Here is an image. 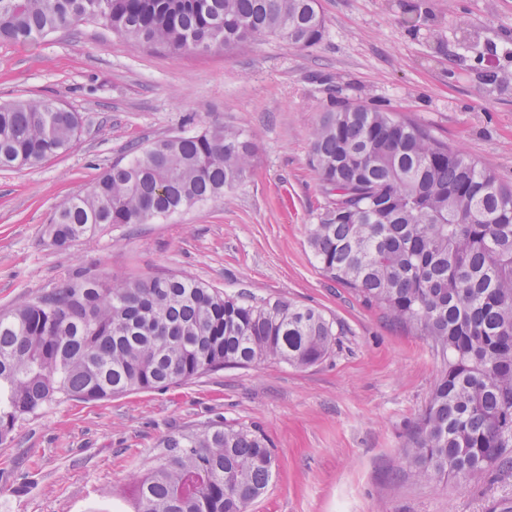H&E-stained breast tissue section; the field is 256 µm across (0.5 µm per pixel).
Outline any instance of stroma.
Returning a JSON list of instances; mask_svg holds the SVG:
<instances>
[{"instance_id":"obj_1","label":"stroma","mask_w":512,"mask_h":512,"mask_svg":"<svg viewBox=\"0 0 512 512\" xmlns=\"http://www.w3.org/2000/svg\"><path fill=\"white\" fill-rule=\"evenodd\" d=\"M325 33L179 56L90 22L0 42V102L78 113L75 145L0 169V311L73 272L187 274L224 293L320 310L339 334L321 361L227 368L104 401L65 396L0 445V512H132L133 475L166 437L221 418L262 433L277 470L248 512H512V469L427 482L401 455L444 369L429 340L327 279L308 244L330 197L310 165L330 97L383 104L512 184V0H319ZM474 26L462 36L457 19ZM222 123L253 168L207 202L53 245L44 227L130 146Z\"/></svg>"}]
</instances>
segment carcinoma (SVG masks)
<instances>
[{
  "instance_id": "cac0c4a2",
  "label": "carcinoma",
  "mask_w": 512,
  "mask_h": 512,
  "mask_svg": "<svg viewBox=\"0 0 512 512\" xmlns=\"http://www.w3.org/2000/svg\"><path fill=\"white\" fill-rule=\"evenodd\" d=\"M84 20L172 54L268 35L323 37L318 0H0V41L25 44ZM81 121L50 100L0 104V168L71 148ZM244 130L213 124L114 164L58 209L60 248L112 224H148L224 197L251 169ZM310 164L337 191L308 242L322 274L427 337L446 360L404 458L439 481L506 464L512 447V185L420 123L338 100L312 131ZM334 322L283 300L228 295L186 275L76 273L0 313V443L56 395L101 401L261 362L304 367ZM275 468L265 437L220 417L160 443L134 512H246Z\"/></svg>"
}]
</instances>
